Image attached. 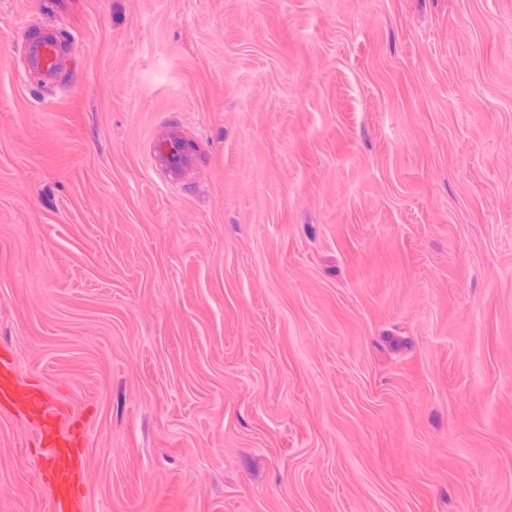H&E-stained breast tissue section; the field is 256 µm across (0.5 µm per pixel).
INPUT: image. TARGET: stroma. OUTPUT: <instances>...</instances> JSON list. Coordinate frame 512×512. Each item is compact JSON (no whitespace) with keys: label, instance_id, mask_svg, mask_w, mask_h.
I'll return each mask as SVG.
<instances>
[{"label":"stroma","instance_id":"35a3bbf8","mask_svg":"<svg viewBox=\"0 0 512 512\" xmlns=\"http://www.w3.org/2000/svg\"><path fill=\"white\" fill-rule=\"evenodd\" d=\"M2 358L86 512H512V0H0ZM30 66L38 71L50 73L56 70L59 64V45L56 40L42 36L26 39ZM157 150L161 163L171 172H180L194 163L193 154L181 148L175 139L161 143ZM0 398L15 406L40 416L47 422L40 426L37 437L42 443L44 434H52L53 441L47 447L50 482L55 512H84L85 498L80 489L78 475L81 457L72 427L57 404L34 388L15 372L11 361L0 364ZM46 426V428H45Z\"/></svg>","mask_w":512,"mask_h":512}]
</instances>
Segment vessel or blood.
Instances as JSON below:
<instances>
[{"label":"vessel or blood","instance_id":"b4317fda","mask_svg":"<svg viewBox=\"0 0 512 512\" xmlns=\"http://www.w3.org/2000/svg\"><path fill=\"white\" fill-rule=\"evenodd\" d=\"M25 45L33 69L47 73L56 70L59 64L56 40L46 36L30 38ZM158 155L161 163L174 173L194 163L193 155L173 139L159 145ZM0 400L40 416L46 423V433L53 437L47 447V460L55 512H85V498L80 489V452L74 447L72 427L58 405L46 395L36 393L15 373L12 362L7 360L0 362Z\"/></svg>","mask_w":512,"mask_h":512}]
</instances>
